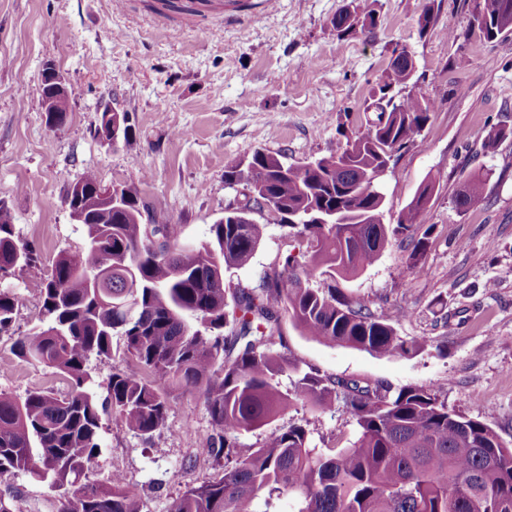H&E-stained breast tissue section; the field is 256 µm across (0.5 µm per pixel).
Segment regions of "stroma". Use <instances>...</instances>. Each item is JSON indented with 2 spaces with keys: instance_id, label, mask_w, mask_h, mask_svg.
I'll list each match as a JSON object with an SVG mask.
<instances>
[{
  "instance_id": "1",
  "label": "stroma",
  "mask_w": 512,
  "mask_h": 512,
  "mask_svg": "<svg viewBox=\"0 0 512 512\" xmlns=\"http://www.w3.org/2000/svg\"><path fill=\"white\" fill-rule=\"evenodd\" d=\"M347 2L278 0L269 11L263 0H249L199 19L149 12L141 0H125L120 10L113 0H0V204L48 269L84 244L67 197L89 171L104 186L136 190L147 205L144 223L177 224L184 241H205L225 208L245 202L241 187L224 182L228 167L257 150L289 163L334 154L345 113L363 110L393 46L405 45L419 76L413 91L434 110L417 141L390 162L380 188L384 221L392 224L426 175L436 176L429 273H411V247L399 240L359 277L335 285L399 335L437 346L412 358L378 356L320 344L287 320L284 338L305 369L395 388L437 385L449 408L512 444V138L484 146L493 125L512 127V36L501 43L465 37L476 0H435V31L425 37L417 19L426 0H375L374 35L341 39L331 20ZM449 28L456 39L445 38ZM49 63L69 94L59 127L50 126L39 93ZM108 108L127 113L131 128L113 145L97 133ZM475 173L486 175L485 193L457 212L453 200ZM296 245L285 227L268 224L250 263L226 272L225 284L259 287ZM4 285L19 303L12 330L0 335V391H66L50 369L11 353L15 338L40 322V281L19 271ZM403 306L409 316H401ZM292 423L305 426L319 447L352 438L355 428L338 406H299L277 421ZM214 433L201 394L171 389L158 438L103 415L88 478L120 472L145 512H170L186 485L221 476L195 448ZM0 494L17 496L27 512L55 510L48 486L24 472L0 475Z\"/></svg>"
}]
</instances>
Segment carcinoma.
Instances as JSON below:
<instances>
[{
    "label": "carcinoma",
    "instance_id": "obj_1",
    "mask_svg": "<svg viewBox=\"0 0 512 512\" xmlns=\"http://www.w3.org/2000/svg\"><path fill=\"white\" fill-rule=\"evenodd\" d=\"M331 24L340 38L371 33L372 9L339 10ZM418 31L434 30V6L419 15ZM469 33L503 42L512 33V0H479ZM416 73L406 57L388 64L365 112L363 134L344 130L336 153L298 164L257 151L224 173L291 219L288 237L305 249L285 253L261 287L235 291L227 311L224 273L248 264L267 225L228 214L210 227L209 240L181 242L178 224H144L135 201L108 205L92 172L80 179L85 245L64 254L51 274L29 244L15 236L8 211L0 212V270L43 280L37 298L40 324L11 347L20 362L53 370L67 391L34 388L24 396L0 391V474L27 472L55 493L57 512H144V503L118 472L90 483L101 415L111 411L129 430L149 439L161 434L168 389H200L217 434L198 451L224 462L217 480L192 484L171 512H274L285 493L294 512H512V448L486 423L448 408L438 388L334 377L303 370L288 355L284 306L295 329L329 346L412 357L425 337L406 338L386 319L355 305L336 287L317 280L351 279L381 257L391 241L412 245L409 269L425 275V223L437 179L430 175L399 212L384 223V197L376 181L389 160L421 136L429 102L402 90ZM486 178L470 177L455 198L458 211L482 198ZM18 304L0 289V332L14 322ZM123 340L129 366L112 374L104 399L91 388V356L112 355ZM294 374L292 387L280 378ZM341 404L356 430L346 445L319 448L300 424L276 428L259 446L241 448L239 437L273 424L303 404L324 410Z\"/></svg>",
    "mask_w": 512,
    "mask_h": 512
}]
</instances>
